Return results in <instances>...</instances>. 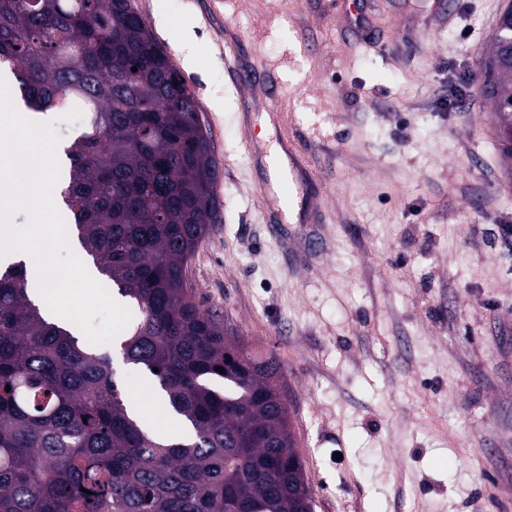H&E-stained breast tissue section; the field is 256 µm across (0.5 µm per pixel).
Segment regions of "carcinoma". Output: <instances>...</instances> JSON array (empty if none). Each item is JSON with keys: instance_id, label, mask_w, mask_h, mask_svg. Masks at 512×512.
I'll return each mask as SVG.
<instances>
[{"instance_id": "carcinoma-1", "label": "carcinoma", "mask_w": 512, "mask_h": 512, "mask_svg": "<svg viewBox=\"0 0 512 512\" xmlns=\"http://www.w3.org/2000/svg\"><path fill=\"white\" fill-rule=\"evenodd\" d=\"M512 6L480 68L512 159ZM36 112L89 103L60 194L96 272L136 312L119 338L188 426L169 442L131 412L111 355L47 316L27 270H0V512H307L277 362L230 341L186 286L218 222L198 103L130 0H0V66ZM137 70H132V67ZM238 371L221 373L233 355Z\"/></svg>"}]
</instances>
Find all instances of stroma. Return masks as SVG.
Masks as SVG:
<instances>
[{"label":"stroma","mask_w":512,"mask_h":512,"mask_svg":"<svg viewBox=\"0 0 512 512\" xmlns=\"http://www.w3.org/2000/svg\"><path fill=\"white\" fill-rule=\"evenodd\" d=\"M511 0H379L371 45L329 0H132L194 93L220 222L186 271L201 310L273 356L315 512H512V162L479 64ZM306 104L324 221L267 214L279 117L228 74L224 23ZM322 55L286 63L295 24Z\"/></svg>","instance_id":"35a3bbf8"}]
</instances>
